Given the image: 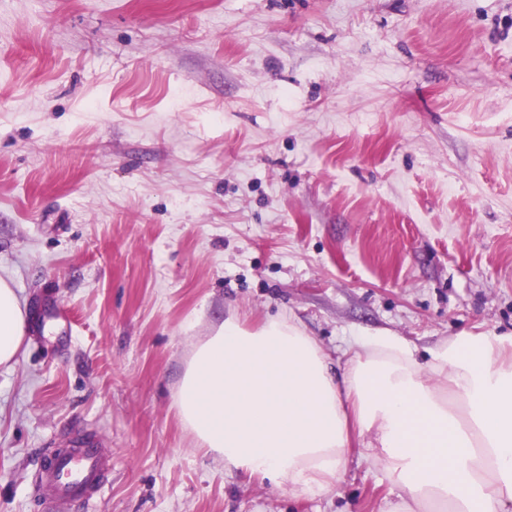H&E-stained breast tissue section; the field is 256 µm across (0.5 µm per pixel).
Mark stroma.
Returning a JSON list of instances; mask_svg holds the SVG:
<instances>
[{"instance_id": "1", "label": "stroma", "mask_w": 512, "mask_h": 512, "mask_svg": "<svg viewBox=\"0 0 512 512\" xmlns=\"http://www.w3.org/2000/svg\"><path fill=\"white\" fill-rule=\"evenodd\" d=\"M0 278V512L88 432L72 512H403L355 454L317 496L225 469L178 382L230 317L341 366L512 334V0H0ZM28 312L15 288L0 278V366H12L26 339Z\"/></svg>"}]
</instances>
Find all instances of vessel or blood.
<instances>
[{"instance_id": "vessel-or-blood-1", "label": "vessel or blood", "mask_w": 512, "mask_h": 512, "mask_svg": "<svg viewBox=\"0 0 512 512\" xmlns=\"http://www.w3.org/2000/svg\"><path fill=\"white\" fill-rule=\"evenodd\" d=\"M109 469L110 461L99 440H83L52 449L33 486V494L44 512H68L73 503L99 490Z\"/></svg>"}]
</instances>
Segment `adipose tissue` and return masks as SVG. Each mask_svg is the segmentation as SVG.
Masks as SVG:
<instances>
[{
	"instance_id": "ef3b65f1",
	"label": "adipose tissue",
	"mask_w": 512,
	"mask_h": 512,
	"mask_svg": "<svg viewBox=\"0 0 512 512\" xmlns=\"http://www.w3.org/2000/svg\"><path fill=\"white\" fill-rule=\"evenodd\" d=\"M27 326L0 278V366L16 362ZM176 406L225 468L295 492L338 483L355 449L419 512H512V336L464 332L424 363L401 337L367 336L337 371L290 322L229 318L195 345Z\"/></svg>"
}]
</instances>
